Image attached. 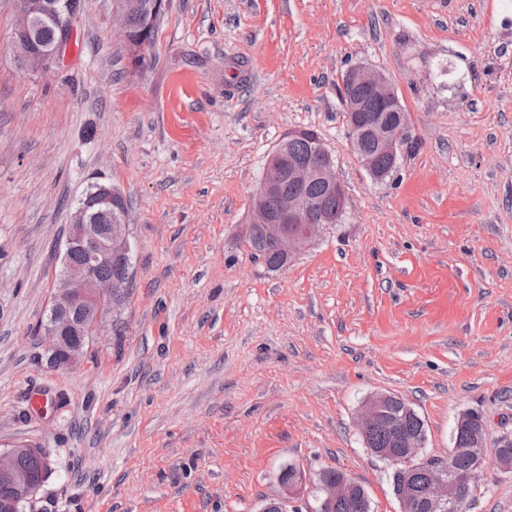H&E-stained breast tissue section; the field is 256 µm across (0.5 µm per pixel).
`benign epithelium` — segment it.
<instances>
[{
    "mask_svg": "<svg viewBox=\"0 0 512 512\" xmlns=\"http://www.w3.org/2000/svg\"><path fill=\"white\" fill-rule=\"evenodd\" d=\"M8 7L13 16L9 46L14 56L23 61L28 71L50 69L64 52L67 42L61 39L37 48L33 45L32 35L46 18L56 23L59 30L71 32L77 15L74 0H63L53 10L45 9L40 0H9ZM136 7L137 0H113L112 24L125 43L128 42V16ZM342 83L366 89L373 99L386 106L387 111L396 113L392 122L371 116L365 113L356 99L342 94L353 152L366 168H371V159L361 150V139L368 136L374 141L378 154L396 160L411 129L408 113L387 78L374 68L359 65L347 71ZM314 153L311 160H290L285 164L282 148H277L265 164L253 197L249 223L262 225L267 240L290 257L319 237L330 224L329 218L315 215V205L306 196L305 189L317 181L336 193L340 200H345L331 152L319 139ZM285 179L293 182L299 191L278 193ZM275 193L278 194L276 210L271 213L263 210L260 200ZM72 249L83 253V261L66 265L57 279L50 305L51 323L45 327L50 364L57 370L76 367L86 355L81 348H64L67 337L97 339L112 322L113 305L127 298L130 276L105 277L100 268L117 259L128 260L131 251L129 225L93 224L86 208L79 206L72 214L65 242V251ZM388 398L387 394H377L362 405L356 418L360 433L366 435L384 422ZM456 430L457 452L465 456L468 475L474 480L486 462V425L476 414L464 412L456 422ZM422 439L420 433L398 431L395 449L375 448L372 453L387 463L399 460L409 466L423 447ZM21 458L32 460L43 478L52 473L49 454L38 445L25 443L0 450V480L7 483L14 493L13 498L0 500V512H15L20 500L35 501L43 488L44 482L36 480L31 470L19 466ZM419 495L431 512L445 508L448 512H466L468 499L461 496L459 483L446 464L433 465L426 471L421 491L408 481L403 483L397 492L401 510L406 512Z\"/></svg>",
    "mask_w": 512,
    "mask_h": 512,
    "instance_id": "benign-epithelium-1",
    "label": "benign epithelium"
}]
</instances>
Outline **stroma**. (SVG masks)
Listing matches in <instances>:
<instances>
[{
    "label": "stroma",
    "instance_id": "obj_1",
    "mask_svg": "<svg viewBox=\"0 0 512 512\" xmlns=\"http://www.w3.org/2000/svg\"><path fill=\"white\" fill-rule=\"evenodd\" d=\"M81 3L45 74L0 12V449H50L49 512H256L290 463L400 512L355 427L377 393L421 416L425 457L466 411L489 446L512 439V0H170L137 72L112 0ZM357 65L412 129L384 181L347 137ZM300 131L333 153L345 217L272 271L245 240L251 195ZM96 182L129 203L126 334L56 371L45 316ZM477 484L467 512H512V471Z\"/></svg>",
    "mask_w": 512,
    "mask_h": 512
}]
</instances>
